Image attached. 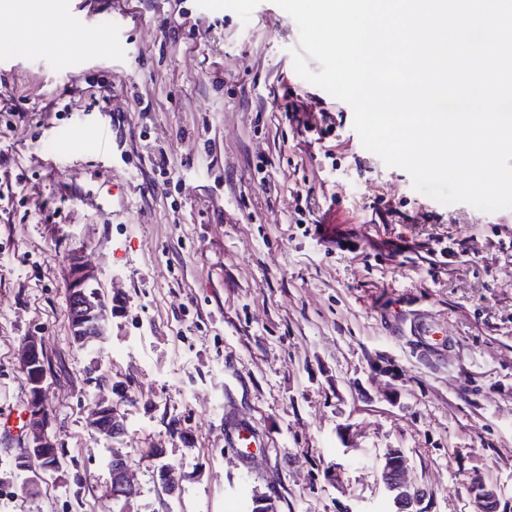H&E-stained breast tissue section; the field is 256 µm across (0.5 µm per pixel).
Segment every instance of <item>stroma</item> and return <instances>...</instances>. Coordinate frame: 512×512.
I'll use <instances>...</instances> for the list:
<instances>
[{"label": "stroma", "instance_id": "obj_1", "mask_svg": "<svg viewBox=\"0 0 512 512\" xmlns=\"http://www.w3.org/2000/svg\"><path fill=\"white\" fill-rule=\"evenodd\" d=\"M59 2L64 45L0 52V102L20 111L0 116V184L29 177L0 199V412L26 407L18 354L37 333L67 464L27 496L11 470L26 437L1 434L0 499L117 512L86 421L113 386L140 486L128 512H242L254 498L271 512H397L381 476L393 448L422 512H478L474 478L512 512V209L441 204L366 150L351 107L295 72L298 27L272 0ZM292 91L332 114L331 136L288 124ZM60 99L69 111L48 114ZM94 120L122 143L105 162ZM300 189L340 230L468 235L478 254L433 274L328 249L295 222ZM381 198L411 222H372ZM75 253L104 299H122L91 351L71 338ZM416 321L437 336L410 335ZM134 339L143 353H125ZM228 397L261 434L247 466L224 445ZM161 463L178 496L158 483Z\"/></svg>", "mask_w": 512, "mask_h": 512}]
</instances>
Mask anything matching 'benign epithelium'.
<instances>
[{
    "label": "benign epithelium",
    "mask_w": 512,
    "mask_h": 512,
    "mask_svg": "<svg viewBox=\"0 0 512 512\" xmlns=\"http://www.w3.org/2000/svg\"><path fill=\"white\" fill-rule=\"evenodd\" d=\"M70 277L73 284L80 286L94 279V273L79 255H74L70 262ZM106 306L101 302L99 294L88 296L81 289L74 291L71 298L69 318L73 336L77 343L94 348L104 336L103 313ZM43 342L40 336L31 334L24 338L20 364L31 371L30 385L35 387V394L28 396L26 406V426L28 429V444L25 453L13 459V468L24 476L31 490L40 488L41 472L49 468L52 460L50 449L55 447V441L49 433V419L44 407L41 391L43 379L40 378L41 352ZM87 421L90 427L107 435H120L124 432V422L121 416L114 412L112 402L100 401L88 411ZM41 462V471L32 468V461ZM387 469L394 476V482L406 476V459L397 449L388 452L384 457ZM110 485L112 500L126 510L131 502L140 495V487L135 479L133 468L123 459L109 462ZM475 484L480 491L475 496L482 512H488L489 503L498 500L497 493L477 480Z\"/></svg>",
    "instance_id": "benign-epithelium-1"
}]
</instances>
